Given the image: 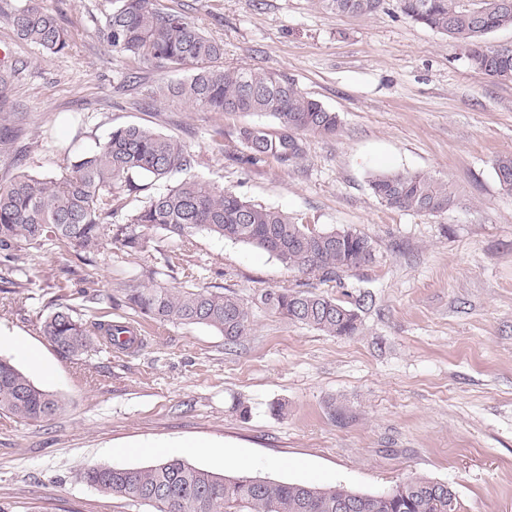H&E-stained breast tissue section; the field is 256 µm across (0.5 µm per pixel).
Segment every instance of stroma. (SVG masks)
I'll list each match as a JSON object with an SVG mask.
<instances>
[{
    "label": "stroma",
    "mask_w": 512,
    "mask_h": 512,
    "mask_svg": "<svg viewBox=\"0 0 512 512\" xmlns=\"http://www.w3.org/2000/svg\"><path fill=\"white\" fill-rule=\"evenodd\" d=\"M27 2L0 0V43L12 46L15 69L0 90V185L23 170L62 177L112 128L146 126L200 155L203 183L370 236L374 262L346 271L329 294L366 291L374 304L352 336L292 322L256 303L257 293L315 287L316 277L199 231L190 260L202 283L249 309L240 344L225 346L205 326L145 320L138 352L66 358L41 332L55 304L79 307L91 281L107 295L151 279L183 286V273L162 261L176 239L157 232L130 253L107 236L87 263L71 246L50 245L22 273L0 258V283H24L0 293V336L42 365L4 345L0 357L63 404L45 421L0 417V512H150L83 474L165 456L371 494L424 476L452 486L459 512H512V194L493 168L512 156V83L472 69L456 42L406 19L396 0L362 19L318 0H156L222 43L226 68L291 78L339 114L336 135H306L297 165L248 168L234 160L237 132L275 130L272 118L158 97L190 72L112 51L100 35L111 0H39L69 43L44 57L10 25ZM380 172L447 182L456 204L437 215L386 208L369 187Z\"/></svg>",
    "instance_id": "obj_1"
}]
</instances>
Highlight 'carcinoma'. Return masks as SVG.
Segmentation results:
<instances>
[{"instance_id": "1", "label": "carcinoma", "mask_w": 512, "mask_h": 512, "mask_svg": "<svg viewBox=\"0 0 512 512\" xmlns=\"http://www.w3.org/2000/svg\"><path fill=\"white\" fill-rule=\"evenodd\" d=\"M330 12L368 17L386 0H320ZM408 19L457 42L477 71L500 82H512V52L487 44L489 33L512 28V8L500 0H396ZM10 24L17 37L47 55L64 52L67 33L57 18L37 0L13 13ZM113 51L138 60L156 61L174 69L190 68L185 82L166 91L211 112H258L272 117L277 131L243 127L238 139L244 152L237 157L252 166L267 160L288 168L304 155L302 136H324L339 129L337 113L302 93L295 82L255 68L225 69L218 65L224 46L205 35L189 16L165 12L154 0H112L101 29ZM199 156L179 139L138 125L112 129L96 149L77 157L59 179L17 175L0 186V254L16 264L49 244L68 243L87 251L105 231L130 252L143 248L149 234L163 231L182 242L198 231L240 242L275 256L284 266L313 275L322 284L342 288L341 273L375 259L373 241L351 229H319L271 207L246 200L224 188L199 182L191 172ZM500 185L512 191V156L495 160ZM138 174L165 182L175 173L185 177L174 186L148 196L133 209L128 198L139 190L131 180ZM370 188L387 208L429 215L454 205L448 184L410 173H380ZM170 271L194 278L186 254L165 256ZM341 301L302 289H267L258 301L289 320L330 336H351L359 314L373 303L372 295L347 294ZM123 303L155 322L205 325L236 345L249 332V312L235 295L191 283L180 288L157 285L123 289ZM41 332L63 356H80L100 344L136 352L144 343L125 325L110 320L87 321L73 307L59 305L43 321ZM61 401L35 386L11 361L0 358V415L42 421L61 410ZM83 479L96 489L139 501L152 512H340L344 502L354 512H456L455 492L448 484L411 476L386 494L354 492L342 485L322 488L306 483L230 477L165 458L145 468L94 467Z\"/></svg>"}]
</instances>
